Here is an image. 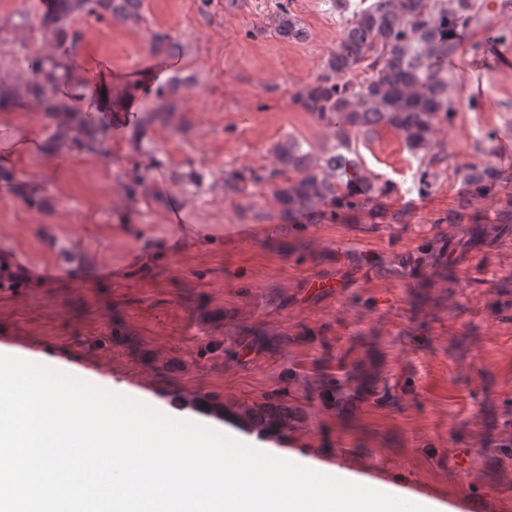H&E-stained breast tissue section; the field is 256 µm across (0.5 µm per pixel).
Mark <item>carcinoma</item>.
<instances>
[{"mask_svg": "<svg viewBox=\"0 0 512 512\" xmlns=\"http://www.w3.org/2000/svg\"><path fill=\"white\" fill-rule=\"evenodd\" d=\"M111 8L115 18H136L141 0H112ZM476 19L472 0H456L451 10L439 9L431 0H371L359 7L346 21L344 36L325 72L295 95L302 111L335 130L336 151L318 156L290 138L275 148L278 170L232 173L224 185L235 191L249 180L281 178L272 189L273 199L290 219L315 211L325 199L335 201L338 213L360 211L387 186L365 168L353 141L386 127L395 130L406 147L420 156L418 189L429 190L435 161L429 149L435 126L453 114L442 64L460 50L456 28ZM276 30L288 40L304 37L285 7L276 16ZM362 68L370 70V75L353 82V74ZM32 74L30 91L47 100L46 111L51 115L69 113L54 94L58 65L40 58ZM73 123V142L79 148L95 156L107 152L106 129H91L77 117ZM464 177L476 195L485 194L498 181L494 169L475 165L464 166ZM351 386L368 394L376 388L365 369L343 365L339 375H324L313 384L315 395L325 405L348 398L346 389ZM233 411L244 427L269 437L288 435V429L302 418V410L289 403L283 388L273 390L263 402L238 404Z\"/></svg>", "mask_w": 512, "mask_h": 512, "instance_id": "carcinoma-1", "label": "carcinoma"}]
</instances>
